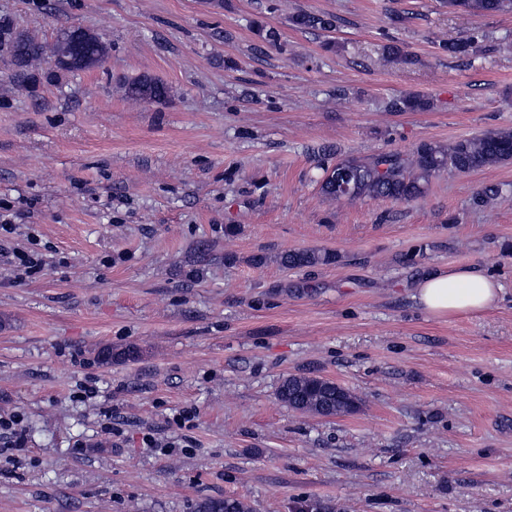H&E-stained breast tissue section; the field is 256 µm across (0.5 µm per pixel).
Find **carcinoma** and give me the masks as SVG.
<instances>
[{
  "label": "carcinoma",
  "mask_w": 512,
  "mask_h": 512,
  "mask_svg": "<svg viewBox=\"0 0 512 512\" xmlns=\"http://www.w3.org/2000/svg\"><path fill=\"white\" fill-rule=\"evenodd\" d=\"M448 9L484 17L511 12L512 0H447ZM290 24L300 30L331 32L336 29V16L329 13L298 11L290 16ZM84 48L96 65L105 61L106 51L100 37L84 31ZM480 32L467 38L448 41L440 48L452 59L472 63L477 56ZM65 43L56 38L47 44L8 24H0V54L12 67L11 78L28 88L40 81L38 66L50 60L54 70L49 79L59 82L63 76L83 70L64 63ZM126 94L136 100L159 102L166 98L167 88L149 75L126 83ZM430 103L417 95L401 97L391 103L397 112L426 110ZM512 162V130L494 129L464 137L448 144L424 141L409 153L383 151L368 158L338 156L336 163L323 166L319 180L322 196L336 201L385 199L409 203L422 197L433 178L444 172L469 173ZM335 253L316 249L289 251L280 256L286 268L326 266L337 262ZM279 400L289 408L323 417L349 414L359 407L357 399L335 382L307 375H290L278 388ZM197 512H252L250 505L237 497L208 498L199 502Z\"/></svg>",
  "instance_id": "1"
}]
</instances>
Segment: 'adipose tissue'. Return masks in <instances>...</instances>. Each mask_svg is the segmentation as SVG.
<instances>
[{"mask_svg": "<svg viewBox=\"0 0 512 512\" xmlns=\"http://www.w3.org/2000/svg\"><path fill=\"white\" fill-rule=\"evenodd\" d=\"M501 290V285L482 267L451 266L417 280L414 298L432 317L449 319L463 312L493 307Z\"/></svg>", "mask_w": 512, "mask_h": 512, "instance_id": "obj_1", "label": "adipose tissue"}]
</instances>
